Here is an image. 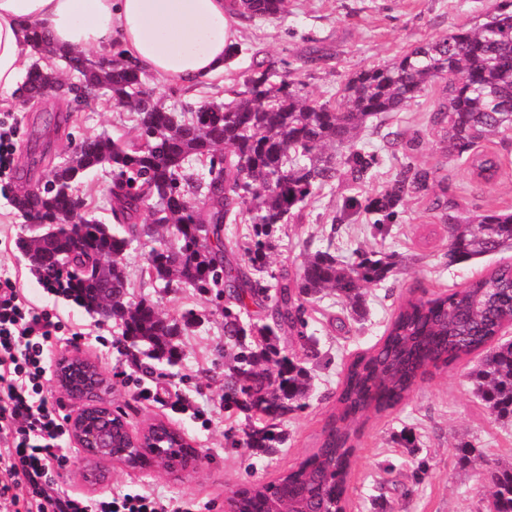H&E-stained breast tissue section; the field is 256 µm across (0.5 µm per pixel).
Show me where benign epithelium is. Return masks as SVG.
<instances>
[{"mask_svg":"<svg viewBox=\"0 0 512 512\" xmlns=\"http://www.w3.org/2000/svg\"><path fill=\"white\" fill-rule=\"evenodd\" d=\"M55 383L75 404V411L68 416V423L77 447L85 449L84 461L94 465L89 477L85 478L87 483L94 486L108 483L110 473L105 464L121 461L128 450L133 452L135 464L151 463L147 469L149 473L161 469L181 476L197 466L201 450L190 447L187 438L168 424L165 425L167 432L174 433L175 439L189 448L186 455L178 456L169 463L158 464L153 460L159 449L169 447L167 432H162L156 426L145 435L139 433L130 436L124 449L112 447L114 430L125 429L127 425L121 412L98 403V392L105 385V380L98 367L87 361L81 353L72 352L59 358Z\"/></svg>","mask_w":512,"mask_h":512,"instance_id":"1","label":"benign epithelium"}]
</instances>
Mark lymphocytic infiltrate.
<instances>
[{"instance_id":"1","label":"lymphocytic infiltrate","mask_w":512,"mask_h":512,"mask_svg":"<svg viewBox=\"0 0 512 512\" xmlns=\"http://www.w3.org/2000/svg\"><path fill=\"white\" fill-rule=\"evenodd\" d=\"M61 328L15 281L0 279V501L13 512H191L146 488L92 500L65 485L68 458L53 446L65 419L43 395Z\"/></svg>"}]
</instances>
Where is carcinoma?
Returning <instances> with one entry per match:
<instances>
[{
    "label": "carcinoma",
    "mask_w": 512,
    "mask_h": 512,
    "mask_svg": "<svg viewBox=\"0 0 512 512\" xmlns=\"http://www.w3.org/2000/svg\"><path fill=\"white\" fill-rule=\"evenodd\" d=\"M247 18H274L286 0H230ZM30 40L39 54L56 57L87 85L108 90L112 99L137 114L139 134L119 143L106 135L82 139L62 163L51 165L45 187L23 186L12 203L21 216L34 214L40 226L21 251L38 280L97 313L112 292V319L123 336L145 347L151 359L179 357L174 337L195 322L163 317L146 299H126L125 261L135 242L158 241L146 257L155 281L175 280L202 293L217 289L224 299V337L230 364L224 373V401L263 421L246 433L249 448H271L275 428L288 412L303 408L310 390L304 361L280 355L276 341L289 332L313 347L305 332V304L333 292L359 310L363 286L384 280L395 263L390 257L362 254L344 263L329 250L308 256L299 272L283 273L275 296L264 284L267 242L274 228L288 223L315 191L336 178L332 147L348 150L353 177L362 176L372 158L356 148L361 127L370 118L397 112L444 83L442 98L429 119L438 128L446 155L469 163L473 178L490 182L500 172L496 155L477 153L481 141L512 132V3L503 0L490 19L447 37L417 46L396 62L350 78L334 106L304 94L288 76L274 82L258 63L246 89L230 104L188 107L181 115L167 108L153 90L143 89V72L112 55L106 67L81 52L62 53L44 34ZM26 101L47 97L77 101L72 86L53 70L34 65L22 88ZM203 159L207 173L196 176L190 162ZM112 172L114 224H103L86 207L73 204L70 191L85 175ZM429 173L407 167L368 207L392 217L413 190L426 187ZM250 201L257 240L244 247L247 269L225 261L224 225L237 221L240 204ZM448 210V263L463 262L512 248V211H488L472 217L453 215L452 196L437 202ZM150 218L138 221L140 213ZM109 272L96 278L89 263ZM251 305L270 309L262 323H244ZM512 326V264L496 267L457 290L433 298H407L381 341L357 354L344 369L336 405L322 437L296 468L276 481L257 484L243 500L242 512H296V507L335 504L344 512L362 425L404 403L420 376L471 355L477 397L497 418L512 420V341L497 337ZM260 337L248 347L246 336ZM492 485L488 512H512V466H489Z\"/></svg>",
    "instance_id": "carcinoma-1"
}]
</instances>
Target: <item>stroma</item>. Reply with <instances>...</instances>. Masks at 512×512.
<instances>
[{"label":"stroma","mask_w":512,"mask_h":512,"mask_svg":"<svg viewBox=\"0 0 512 512\" xmlns=\"http://www.w3.org/2000/svg\"><path fill=\"white\" fill-rule=\"evenodd\" d=\"M499 0H288L275 19L239 17L240 55L223 72L192 87L173 79L146 75L148 88L161 91L169 108L229 103L256 62L275 74H290L305 94L339 103L344 83L355 74L394 62L410 48L448 36L462 26L485 21ZM438 98L429 91L404 109L368 120L358 141L375 164L360 179L347 167L308 200L298 216L279 227L269 252L268 270L297 272L310 253L330 249L337 258L354 261L359 252L394 255L397 266L380 283L365 290L367 313L355 320L349 308L326 297L309 305L306 332L318 340V355L306 367L312 378L305 408L288 414L278 430L284 441L263 451L247 447L248 420L224 406V303L176 283L163 287L144 277L145 246L133 244L126 258L127 297L151 300L170 320L193 313L195 324L177 343L176 364L153 362L151 372L138 370L127 353L121 327L87 312L33 275L17 246L23 217L11 197L23 181L37 183L41 167L30 164L35 135L43 133L45 103L12 102L0 109V131L13 145L9 169L0 173V278L16 280L34 304L57 314L64 324L54 356L78 349L95 363L106 381L102 402L120 409L132 433L161 421L182 431L203 457L186 477L164 471L144 474L119 463H108V484L92 489L83 481L79 460L63 476L69 488L96 499L146 487L178 504H197L200 512H226L230 493L252 482H269L298 464L316 447L336 401L342 371L357 353L383 336L399 303L417 291L433 295L460 288L502 263H512V250L458 264L448 261V230L435 199L454 194L461 215L486 210H512V137L479 144L482 153L501 161L499 178L474 184L469 165L442 153L439 135L429 121ZM136 113L118 106L111 94H99L70 114L69 131L52 135L51 156L62 161L75 142L105 134L129 141L138 135ZM427 170L425 190L407 196L385 232L374 231L376 214L367 205L406 165ZM110 170L88 174L78 191L88 209L105 224L112 223ZM81 332L70 342L72 332ZM476 359L433 371L399 407L372 416L358 436L350 477L351 512H486L489 472L486 460L512 462V422L502 421L476 396ZM158 391L161 400L140 399L141 390ZM200 407L203 418L174 413L178 402ZM469 443L471 452L461 449Z\"/></svg>","instance_id":"obj_1"}]
</instances>
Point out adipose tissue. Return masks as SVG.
Returning a JSON list of instances; mask_svg holds the SVG:
<instances>
[{"label":"adipose tissue","instance_id":"obj_1","mask_svg":"<svg viewBox=\"0 0 512 512\" xmlns=\"http://www.w3.org/2000/svg\"><path fill=\"white\" fill-rule=\"evenodd\" d=\"M235 18L228 0H0V93L16 90L34 29L65 50L120 43L142 71L191 86L223 72Z\"/></svg>","mask_w":512,"mask_h":512}]
</instances>
